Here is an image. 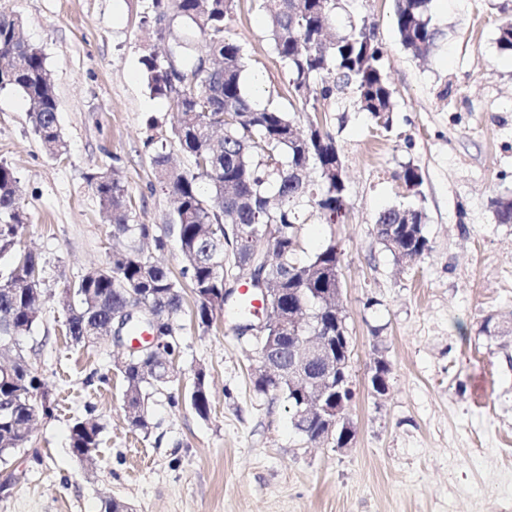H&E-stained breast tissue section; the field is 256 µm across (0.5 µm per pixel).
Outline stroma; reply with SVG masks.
<instances>
[{
  "label": "stroma",
  "mask_w": 512,
  "mask_h": 512,
  "mask_svg": "<svg viewBox=\"0 0 512 512\" xmlns=\"http://www.w3.org/2000/svg\"><path fill=\"white\" fill-rule=\"evenodd\" d=\"M150 4L0 0L46 59L68 145L48 156L28 102L0 89V160L19 180L29 217L22 241L45 262L49 293L111 259L90 173L117 168L136 220L169 222L171 199L145 145L170 137L175 122L142 75ZM343 5L335 27L374 25L396 101L387 129L351 94L323 101L346 170L348 220L310 215L301 230L304 251L332 243L340 254L353 346L350 447L300 440L284 402L254 392L253 347L220 319L201 334L187 314L172 387L187 390L204 370L211 412L200 418L158 393L152 432L132 431L113 370L122 348L73 346L50 300L24 346L55 410L37 414L27 448L0 462V512H103L108 497L133 512H512V341L484 329L486 319L512 316V224L498 223L494 206L512 197V54L497 44L512 0H432L442 36L423 59L399 42L394 0ZM227 31L243 49L244 81H262L259 105L296 112L261 0H239ZM407 162L422 175L431 250L401 267L373 225L402 201L395 174ZM379 355L390 366L383 396L370 382ZM87 416L103 431L86 462L72 455L69 431Z\"/></svg>",
  "instance_id": "1"
}]
</instances>
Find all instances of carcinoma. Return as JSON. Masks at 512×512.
Wrapping results in <instances>:
<instances>
[{
    "mask_svg": "<svg viewBox=\"0 0 512 512\" xmlns=\"http://www.w3.org/2000/svg\"><path fill=\"white\" fill-rule=\"evenodd\" d=\"M156 41L174 54L187 74L202 68L203 58L219 67L218 75L202 74L193 85H177L167 73V62L155 52L141 57L151 94L164 98L178 116L170 144H161L152 156L156 180L174 204L170 224H140L130 210L127 189L116 173L100 169L89 176L99 198L112 237V262L99 276L86 274L65 281L56 295L66 311V335L75 346L84 337L97 336L116 307L138 295L156 315L166 337L164 355L180 354L177 321L185 313L186 292L195 297L191 320L208 333L214 316L224 315L230 329L243 335L241 324L253 316L254 294L224 300L229 281L239 283L242 266L262 269L270 287L281 289L285 312L298 302L309 305L313 323L323 336L336 331L328 298L340 279V255L329 244L302 259L303 212L313 209L323 224H342L347 219L346 181L336 176L334 137L327 131L320 101L334 93L352 90L354 103L368 112L376 124L389 129L395 112L394 92L383 71V52L373 29L365 22L329 38L340 0H263L268 32L275 53L293 75L292 87L305 115L306 130L298 131L296 117L269 106L260 107L245 92L241 47L225 36L226 21L236 0H152ZM432 0H395L394 24L402 46L415 55L426 51L438 38L432 23ZM178 19L187 29L182 39L167 41L170 21ZM204 39L207 51L198 50L195 37ZM320 78L321 88L311 89ZM20 92L30 105L29 123L46 151L66 152L58 125L59 101L50 80L43 53L22 35L19 18L0 13V88ZM185 155L191 168L172 163L171 149ZM396 178L413 185L412 196H422V176L411 164L401 166ZM496 219L512 224V198L495 201ZM25 215L12 167L0 161V460L6 461L30 442V401L41 387L38 375L20 365L22 342L5 339L29 332L39 321L45 292L32 293L26 284L42 279L45 265L38 255L24 251L20 239ZM392 224L401 229L398 245L417 258L430 250L424 232L426 213L419 204L390 206L380 211L374 234L381 237ZM175 247L180 270L161 265L155 253ZM160 362L141 352L126 355L118 369L124 387L125 418L132 429L149 434L152 423L149 399L168 388L158 379ZM254 391L281 398L288 406L294 431L306 443L325 442V429L314 418L298 419L300 390L259 374ZM192 408L208 418L211 403L203 372L195 377L190 393ZM102 425L87 417L73 422L70 448L73 454L92 453L98 447Z\"/></svg>",
    "mask_w": 512,
    "mask_h": 512,
    "instance_id": "1",
    "label": "carcinoma"
}]
</instances>
